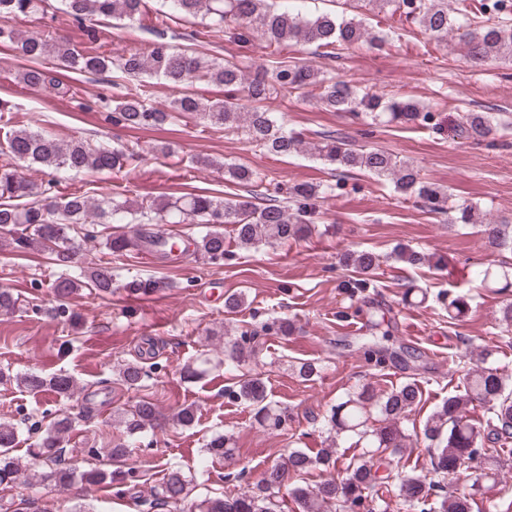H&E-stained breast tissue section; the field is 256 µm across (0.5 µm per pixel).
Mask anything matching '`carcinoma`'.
<instances>
[{
  "label": "carcinoma",
  "mask_w": 512,
  "mask_h": 512,
  "mask_svg": "<svg viewBox=\"0 0 512 512\" xmlns=\"http://www.w3.org/2000/svg\"><path fill=\"white\" fill-rule=\"evenodd\" d=\"M504 0H478L472 5L460 0L455 11L448 10V0H367L372 9L399 16L411 22L430 37L442 41L454 38L466 49L468 59L478 65L488 62L512 65V19L504 11ZM65 12L78 24L95 18H119L131 22L143 15L144 0H64ZM187 18L209 20L208 27L220 33L230 27L243 39L260 34L269 45L280 49L291 44L314 46L322 55L335 50H349L367 44L381 49L396 36V32L374 31L364 21L337 18L329 14H303L288 7H278L274 0H162ZM49 0H0V44L11 48L28 62L20 73L21 81L32 88H52L68 93L66 84L56 71L43 65L48 57L58 65L87 74H112L124 82V93L114 99L100 100L101 108L112 114V122L133 130L161 128L177 117L190 114L203 123L227 131H240L247 142L274 156L286 157L305 150L306 141L300 134L284 127L281 117L266 108V103L282 91L319 90L321 105L331 112H347L371 120L373 124L429 125L434 121L430 108L400 96L378 94L358 89L349 80L341 79L296 60L275 59L251 73L241 63L226 60L216 63L185 45L175 47L163 39L148 46L147 51L127 52L118 56L78 51L62 37L41 32L22 34L10 26L19 16L46 15ZM159 78L174 88L185 89L196 84H216L224 87L222 100L202 103L191 93L174 99L170 110L161 111L148 103L150 91L146 79ZM243 92L250 103L245 112L235 103V95ZM512 123L494 112H464L459 115L455 132L463 140L479 143L490 136L509 134ZM6 149L11 161L0 165V231L13 234L11 244L17 250L43 246L51 250L55 264L66 273L53 282V293L59 304L54 308L75 325L79 316L69 311L65 300L88 283L102 298L112 296L114 288L137 296H150L169 287L163 280L139 278L116 284L112 268L102 265L78 268L72 274L73 259L78 244V228L88 224H119L125 215L133 223L144 226L161 224L205 225L193 240L194 252L211 262L224 259V225L233 227L235 239L244 248L265 243L297 242L311 232L315 200L321 191L307 183L295 184L281 196V188L263 186V179L240 164H224V179L253 187L247 199L219 200L207 194L188 193L160 199L144 197L140 201H123L111 197L92 200L83 194L64 198L46 195L19 172V164H37L47 169L75 173H99L124 167L135 158L132 152L93 145L82 139L64 142L47 130L21 128L8 132ZM312 150L320 160L329 162L344 172L364 170L378 179L392 182L395 192L405 200L422 202L433 212L449 214L451 224H473L483 218L479 207L462 203L448 205V194L428 182L420 171L409 164H400L391 154L378 149H357L344 137L325 135ZM30 198L24 206L12 204L11 198ZM33 228L28 235L20 226ZM484 234L490 248L497 252H512V231L508 225L487 220ZM105 246L122 255L142 246L141 238L126 233L106 238ZM362 277L345 284L350 296L361 295L370 288L371 274L379 265V256L371 250L356 251L348 257ZM256 333L244 331L239 339L224 343V364L240 368L255 355ZM492 350L483 349L480 361L463 379V391L451 395L429 415L423 425V439L435 445L430 465L442 478H457L469 468V463L481 454L485 443L504 448L512 443V390L498 368L488 363ZM146 372L140 362L121 366L118 381L128 389H138ZM27 388L47 389L70 399L80 391L76 379L67 373L44 378L26 373L17 378ZM234 399L247 404L256 420L269 428L278 429L285 413L267 401L265 384L255 375H241ZM421 401L417 380H409L385 393L368 385L331 407L325 418L328 431L344 433L366 448L368 459L351 461L340 468L336 457V441L310 454L294 448L281 461L272 465L265 482L253 489L229 492L222 497H204L191 503L194 512H277L276 491L288 488L298 512H382L379 491L382 486L397 481L400 512H470L466 494H448L431 498L426 490L424 475L405 472L400 461L393 458L405 447L407 435L401 419ZM485 407L486 423L475 419L471 410ZM128 440L119 441L106 451L113 463L128 454L130 441L157 426L158 412L153 402L141 400L131 409L118 413ZM72 419L63 416L44 430L29 455L32 470L14 455L17 430L12 424L0 423V486L10 487L23 479L68 485L76 480L89 491L104 484L134 483L128 471L94 467L74 474L63 465L65 435ZM208 457H230L229 440L216 435L204 448ZM319 468L329 478L315 487H288V480ZM194 490L193 478L178 468L165 474L155 500L163 506H177L186 501Z\"/></svg>",
  "instance_id": "1"
}]
</instances>
